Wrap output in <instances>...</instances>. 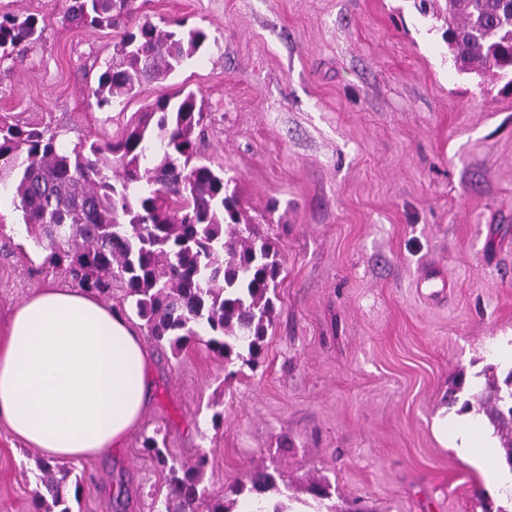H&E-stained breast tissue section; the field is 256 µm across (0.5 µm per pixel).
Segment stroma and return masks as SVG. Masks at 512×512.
<instances>
[{
	"instance_id": "stroma-1",
	"label": "stroma",
	"mask_w": 512,
	"mask_h": 512,
	"mask_svg": "<svg viewBox=\"0 0 512 512\" xmlns=\"http://www.w3.org/2000/svg\"><path fill=\"white\" fill-rule=\"evenodd\" d=\"M417 3L136 0L139 16L185 20L208 40L175 75L101 109L91 89L120 30L68 24L66 0H0L44 28L0 60V114L72 144L195 92L202 156L282 262L258 366L201 342L177 357L152 345L143 423L125 447L71 463L86 477L73 512H155L168 487L149 436L176 461L206 456L213 496L266 465L292 500L322 479L336 512L502 504L432 422L506 376L492 349L512 331V89L459 73L442 19ZM22 228L0 196V322L64 280L20 251ZM36 454L0 426V512H33Z\"/></svg>"
}]
</instances>
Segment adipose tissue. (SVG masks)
I'll return each mask as SVG.
<instances>
[{
	"instance_id": "obj_1",
	"label": "adipose tissue",
	"mask_w": 512,
	"mask_h": 512,
	"mask_svg": "<svg viewBox=\"0 0 512 512\" xmlns=\"http://www.w3.org/2000/svg\"><path fill=\"white\" fill-rule=\"evenodd\" d=\"M153 357L131 322L69 284L24 298L0 327V425L53 461H90L141 425ZM434 432L490 485L512 483L490 461L496 442L479 418L440 410Z\"/></svg>"
}]
</instances>
